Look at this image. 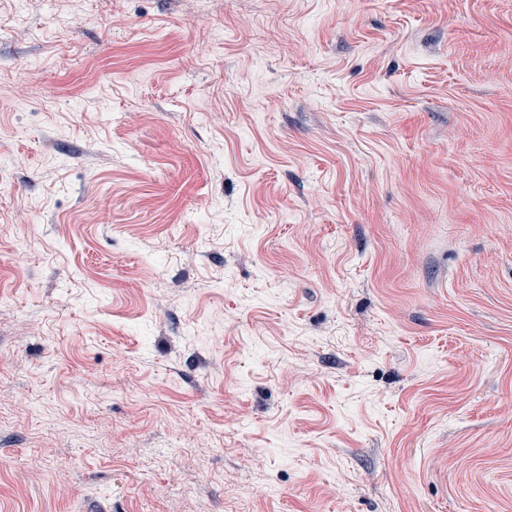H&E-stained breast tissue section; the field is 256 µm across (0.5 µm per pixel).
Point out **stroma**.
I'll list each match as a JSON object with an SVG mask.
<instances>
[{
  "label": "stroma",
  "mask_w": 512,
  "mask_h": 512,
  "mask_svg": "<svg viewBox=\"0 0 512 512\" xmlns=\"http://www.w3.org/2000/svg\"><path fill=\"white\" fill-rule=\"evenodd\" d=\"M0 512H512V0H0Z\"/></svg>",
  "instance_id": "stroma-1"
}]
</instances>
